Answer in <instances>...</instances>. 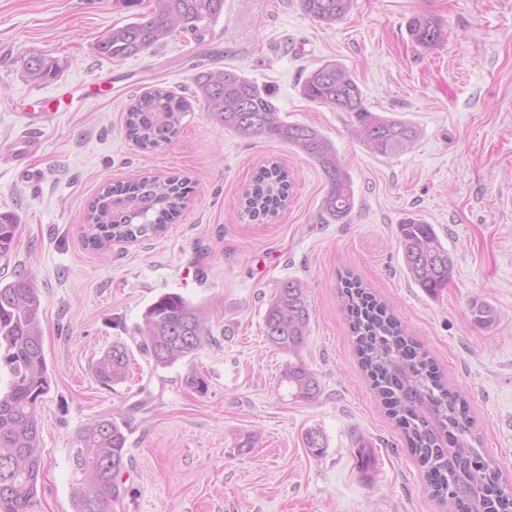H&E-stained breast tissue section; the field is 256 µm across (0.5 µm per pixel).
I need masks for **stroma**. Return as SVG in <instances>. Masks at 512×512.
Masks as SVG:
<instances>
[{"mask_svg":"<svg viewBox=\"0 0 512 512\" xmlns=\"http://www.w3.org/2000/svg\"><path fill=\"white\" fill-rule=\"evenodd\" d=\"M419 11L442 22L447 40L412 43L407 21ZM129 18L120 0H0V212L19 220L0 280L33 279L51 379L38 404L44 471L28 512H74V441L104 416L128 423L131 458L109 512H455L425 492L359 365L338 298L348 270L425 344L469 404L476 448L512 483V0H356L331 26L299 0H224L223 18L201 37L178 30L133 57L99 55L97 41ZM33 49L60 61L56 76L27 77ZM327 60L347 68L370 110L420 129L412 149L373 154L346 113L302 96L306 74ZM214 68L271 88L284 120L316 127L335 146L355 190L350 223L323 220L327 183L312 160L208 119L194 77ZM64 83L78 100L34 130L32 116ZM158 87L191 109L176 139L147 152L127 137L125 117ZM270 159L294 185L287 207L261 224L239 199ZM154 173L192 186L168 230L88 247L97 193ZM410 215L434 225L454 260L434 298L404 269L397 226ZM293 278L306 285L311 314L300 358L321 383L310 402L280 386L288 355L264 336L269 300ZM166 293L200 307L213 339L157 368L136 327ZM475 300L493 307L491 327L472 324ZM116 342L129 349L130 374L106 387L93 366ZM192 372L205 390L186 385ZM311 428L328 441L318 457L303 444ZM249 435L255 445L243 447ZM362 454L367 480L355 466Z\"/></svg>","mask_w":512,"mask_h":512,"instance_id":"35a3bbf8","label":"stroma"}]
</instances>
